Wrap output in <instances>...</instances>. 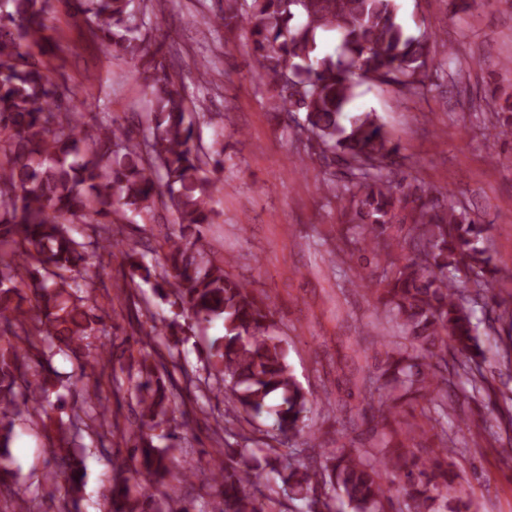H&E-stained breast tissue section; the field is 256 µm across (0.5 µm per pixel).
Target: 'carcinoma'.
Masks as SVG:
<instances>
[{"label":"carcinoma","instance_id":"carcinoma-1","mask_svg":"<svg viewBox=\"0 0 512 512\" xmlns=\"http://www.w3.org/2000/svg\"><path fill=\"white\" fill-rule=\"evenodd\" d=\"M50 8L51 0H0V497L9 499L10 512H26L8 451L15 427L51 407L64 409L62 389L79 401L68 421H58L63 446L47 480L55 512H79L82 475L71 468L70 439L85 428L102 440L112 427L97 377L111 361L102 341L109 313L84 270L92 257L106 269L118 225L159 206L174 213L179 233L164 236L159 260H147L149 246H128L115 287L151 285L178 309L166 324L171 336L223 320L224 335L208 343L204 363L234 406L224 433L248 443L245 426L274 416L276 434L259 449L272 478L288 487L289 501L304 502L306 512H469L448 456V389L463 377L474 399L491 390L476 305L505 269L479 246L490 225L408 182L398 144L375 113L346 117L360 82L373 79L412 96L456 60L455 50L427 28L411 34L396 0H218L201 17L218 34L245 36L274 117L286 123L305 113L296 127L315 144H303L304 151L346 169L341 201L353 237H343L331 262L356 271L349 284L370 289L386 320L371 342L380 359L361 384L365 394L380 391L385 410L378 421L361 406L341 418L347 429L367 427L373 448H357L353 439L324 448L308 413L331 405L330 393L319 396L294 375L271 297L232 277L230 260L202 243L214 223L223 158L201 144L185 91L156 40L164 4L77 0L91 35L123 54L146 83L150 108L136 127L106 117L88 122L74 111L79 90L54 80L44 60L56 49L46 24ZM322 32L339 37L336 53L320 51ZM485 321L507 326L500 360L511 373L512 313ZM57 355L74 365L65 379L52 367ZM159 365L144 355L127 365V381L112 378L139 413L110 512H159L163 481L183 479L153 443L176 398ZM420 403L432 405V424L414 417ZM303 435L307 446L280 452ZM253 454L248 446L224 449L217 462L222 482L197 512H275L277 501L258 485ZM391 475L401 483L398 506Z\"/></svg>","mask_w":512,"mask_h":512}]
</instances>
